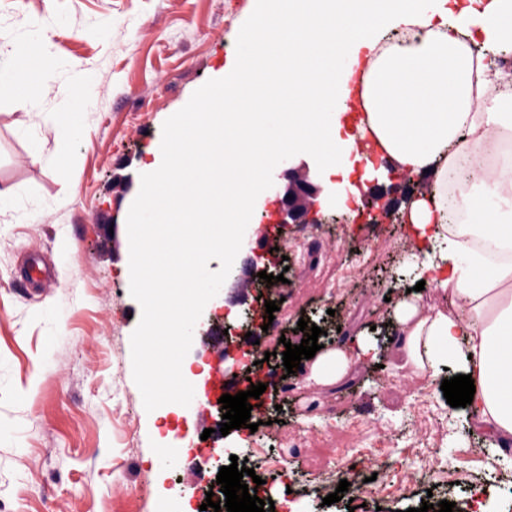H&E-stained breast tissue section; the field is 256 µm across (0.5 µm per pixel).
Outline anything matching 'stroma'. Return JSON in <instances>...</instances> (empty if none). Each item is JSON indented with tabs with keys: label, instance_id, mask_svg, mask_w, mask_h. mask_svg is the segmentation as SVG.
<instances>
[{
	"label": "stroma",
	"instance_id": "stroma-1",
	"mask_svg": "<svg viewBox=\"0 0 512 512\" xmlns=\"http://www.w3.org/2000/svg\"><path fill=\"white\" fill-rule=\"evenodd\" d=\"M247 8L248 0H0V74L22 43H47L57 59L36 97L0 86V188L10 190L0 199V512H197L217 476L199 463L235 455L265 476L253 446L275 453L294 434L303 448L284 457L280 475L265 477L260 499L292 487L303 512H348L347 501L368 499L369 488L351 484L326 506L309 477L350 459L362 473L385 462L383 512H412L429 495L459 505L488 481L489 512L501 502L512 510V462L441 389L417 397V376L388 346L340 388L281 367L284 341L302 340L300 318L332 317L344 339L384 326L402 290L419 283L425 305H450L433 282H421L406 225L344 211L319 156L301 142L265 184L284 185L289 164L318 183L308 223L282 227L284 249L274 250L255 230L276 218L272 202L242 232L244 258L287 282L230 287L214 306L218 321L235 326L244 313L235 294H246L256 322L270 317L266 302L280 304L272 317L281 334L262 339L269 361L234 353L236 370L266 386L263 425L216 449L201 438L213 407H147L139 355L158 359L164 372L178 356L194 376L219 365L224 339L201 336L188 347L154 336L135 349L139 302L117 231L169 115L189 110L243 51ZM72 115L81 127L67 135L62 125ZM63 158L64 179L56 173ZM170 434L187 447L186 459L161 457Z\"/></svg>",
	"mask_w": 512,
	"mask_h": 512
}]
</instances>
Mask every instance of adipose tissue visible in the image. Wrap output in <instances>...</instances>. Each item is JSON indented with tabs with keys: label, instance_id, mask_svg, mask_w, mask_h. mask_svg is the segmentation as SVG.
I'll use <instances>...</instances> for the list:
<instances>
[{
	"label": "adipose tissue",
	"instance_id": "1",
	"mask_svg": "<svg viewBox=\"0 0 512 512\" xmlns=\"http://www.w3.org/2000/svg\"><path fill=\"white\" fill-rule=\"evenodd\" d=\"M242 41L245 51L190 111L172 116L155 160L141 167L123 238L141 336L181 338L213 246L234 263L278 153L303 141L327 173L343 175L357 136L370 134L380 161L366 164L364 180L385 183L392 170L433 180L432 194L406 191L399 208L412 257L453 305L428 309L421 293H407L392 310L393 345L413 374L472 375L466 417L494 447L512 450V156L448 194L462 158L512 140V70L476 50L481 41L512 47V0H470L457 10L448 0H251ZM17 57L14 86L36 96L54 60L36 45ZM355 77L367 118L346 135L336 102L348 99ZM452 201L485 253L469 251L454 229ZM162 251L168 265L159 270ZM375 356L359 334L317 351L308 378L344 386L359 361Z\"/></svg>",
	"mask_w": 512,
	"mask_h": 512
}]
</instances>
